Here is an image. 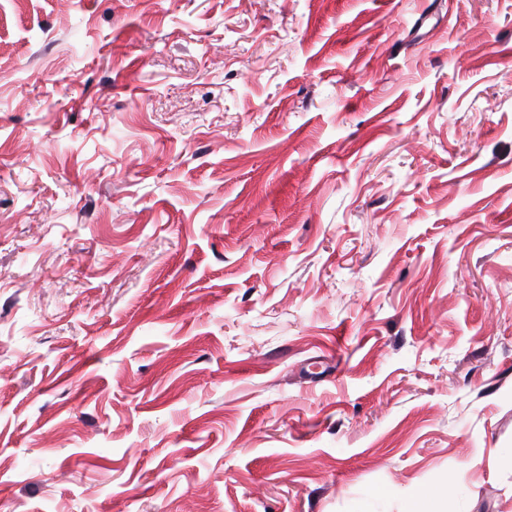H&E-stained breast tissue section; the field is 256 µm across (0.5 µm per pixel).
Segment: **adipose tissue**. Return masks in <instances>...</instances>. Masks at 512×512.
Masks as SVG:
<instances>
[{
	"instance_id": "adipose-tissue-1",
	"label": "adipose tissue",
	"mask_w": 512,
	"mask_h": 512,
	"mask_svg": "<svg viewBox=\"0 0 512 512\" xmlns=\"http://www.w3.org/2000/svg\"><path fill=\"white\" fill-rule=\"evenodd\" d=\"M350 512H448V497L433 487L404 495L390 483L367 484L358 490Z\"/></svg>"
}]
</instances>
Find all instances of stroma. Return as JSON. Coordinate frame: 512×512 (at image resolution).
Masks as SVG:
<instances>
[{"mask_svg":"<svg viewBox=\"0 0 512 512\" xmlns=\"http://www.w3.org/2000/svg\"><path fill=\"white\" fill-rule=\"evenodd\" d=\"M512 0H0V512H512ZM447 512V492L423 487L402 495L391 483L362 486L353 500L350 512Z\"/></svg>","mask_w":512,"mask_h":512,"instance_id":"obj_1","label":"stroma"}]
</instances>
